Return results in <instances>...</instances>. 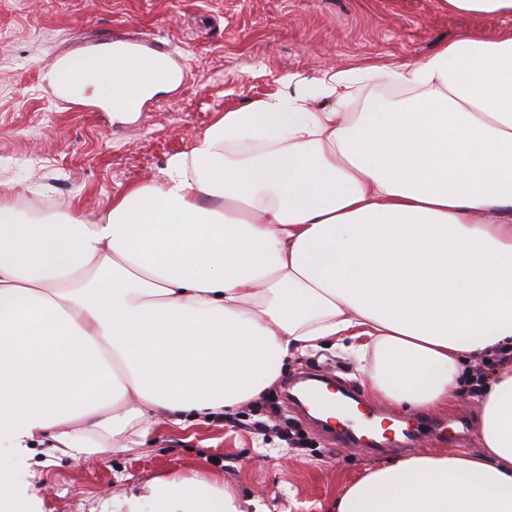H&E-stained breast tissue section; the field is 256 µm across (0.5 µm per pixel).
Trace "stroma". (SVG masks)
I'll list each match as a JSON object with an SVG mask.
<instances>
[{
  "instance_id": "stroma-1",
  "label": "stroma",
  "mask_w": 512,
  "mask_h": 512,
  "mask_svg": "<svg viewBox=\"0 0 512 512\" xmlns=\"http://www.w3.org/2000/svg\"><path fill=\"white\" fill-rule=\"evenodd\" d=\"M512 20L449 9L446 0H0V192L39 217L105 214L127 187L159 175L168 159L189 151L221 113L268 94H309V105L335 107L319 92L326 75L366 66L413 63L459 31L494 38ZM146 33L184 55L188 80L118 119L91 94L64 96L46 79L60 58ZM325 370L412 424L444 426L465 418L467 436L422 437L407 450L339 448L300 408L288 406L280 382L263 398L218 416L175 421L161 414L143 444L107 455L36 457L31 493L47 512H111L116 498L157 478L220 472L246 500L245 512H327L365 468L408 453L478 447L480 395L463 385L449 407L402 411L372 392L335 347L295 354L282 380Z\"/></svg>"
}]
</instances>
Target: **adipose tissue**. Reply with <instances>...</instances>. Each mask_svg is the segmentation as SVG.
Here are the masks:
<instances>
[{
    "label": "adipose tissue",
    "mask_w": 512,
    "mask_h": 512,
    "mask_svg": "<svg viewBox=\"0 0 512 512\" xmlns=\"http://www.w3.org/2000/svg\"><path fill=\"white\" fill-rule=\"evenodd\" d=\"M158 68L109 48L49 80L121 109L162 89ZM384 76L405 98L313 111L277 93L217 116L93 224L0 195V512H42L36 448L144 443L157 414L248 403L328 340L403 408L446 406L512 352V30L461 31ZM477 435L475 452L368 468L335 512H512V367L486 386ZM178 482L112 510L243 512L222 476Z\"/></svg>",
    "instance_id": "1"
}]
</instances>
